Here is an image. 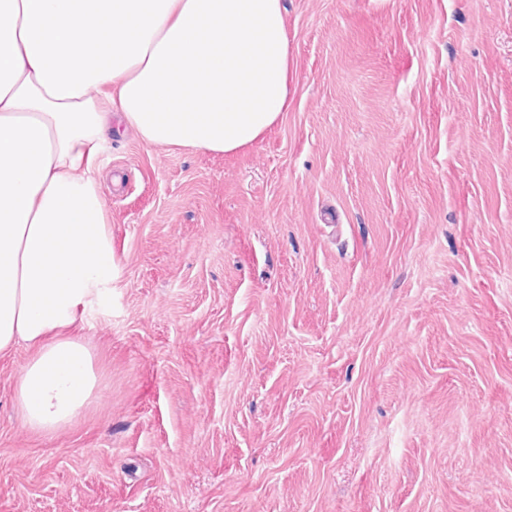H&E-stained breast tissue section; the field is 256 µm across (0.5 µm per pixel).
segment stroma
Segmentation results:
<instances>
[{
	"instance_id": "stroma-1",
	"label": "stroma",
	"mask_w": 512,
	"mask_h": 512,
	"mask_svg": "<svg viewBox=\"0 0 512 512\" xmlns=\"http://www.w3.org/2000/svg\"><path fill=\"white\" fill-rule=\"evenodd\" d=\"M295 81L224 156L113 134L99 389L0 512H512V0H284Z\"/></svg>"
}]
</instances>
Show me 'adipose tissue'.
I'll return each instance as SVG.
<instances>
[{"mask_svg": "<svg viewBox=\"0 0 512 512\" xmlns=\"http://www.w3.org/2000/svg\"><path fill=\"white\" fill-rule=\"evenodd\" d=\"M284 0H0V352L30 430L99 382L69 335L112 279L97 160L112 119L149 145L234 155L288 110Z\"/></svg>", "mask_w": 512, "mask_h": 512, "instance_id": "obj_1", "label": "adipose tissue"}]
</instances>
